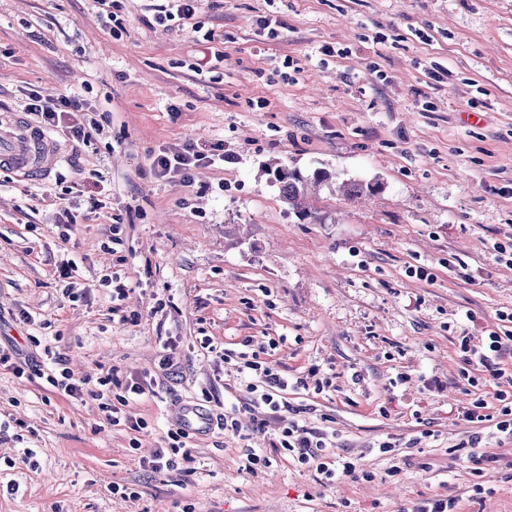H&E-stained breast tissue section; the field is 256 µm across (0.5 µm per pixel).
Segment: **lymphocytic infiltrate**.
I'll use <instances>...</instances> for the list:
<instances>
[{
	"mask_svg": "<svg viewBox=\"0 0 512 512\" xmlns=\"http://www.w3.org/2000/svg\"><path fill=\"white\" fill-rule=\"evenodd\" d=\"M82 102L75 97L61 96L53 101L43 100L39 95H32L26 105L28 114L37 116L42 127L50 130H63L66 135L78 140H88L91 136L83 124L75 123L63 125L65 115L82 111ZM213 155L198 150L195 144H186L176 153L162 152L153 159V171L156 176L164 177L172 173L190 177L192 170L201 162H213ZM251 338H243L240 342L239 352H232L221 348L212 338H204L200 346L207 350L215 359L233 364L237 375L246 384V390L251 398L246 405L247 410H262L270 416L289 411L290 406L285 398L288 387L314 388L315 392H322L329 387V380H315L308 382L306 377L288 381L274 365L267 359L261 358L259 351L252 347ZM512 346V327L502 332H491L487 342L481 347L471 346L469 340H462L460 349L463 360L476 369L488 372L490 377L499 380L504 376L502 369L496 365V360L503 350ZM64 359L52 356L49 373L46 381L54 395L68 401H78L89 397L97 400L105 413L110 425L120 426L138 432L147 426L143 418L135 416L131 407L146 396L154 395L153 380L120 381L114 374L99 377L96 383L74 380L67 369L63 367ZM190 429L184 423H176L166 434V445L157 449L151 458L142 460V467L155 471L175 468L177 459H189L191 456L189 446ZM275 447L281 448L293 460L301 465H315L317 472L327 482H336L345 478L362 476L363 470L358 462L344 457L327 462L323 459V451L327 446L323 434L300 425L298 421H289L284 426L274 442Z\"/></svg>",
	"mask_w": 512,
	"mask_h": 512,
	"instance_id": "lymphocytic-infiltrate-1",
	"label": "lymphocytic infiltrate"
}]
</instances>
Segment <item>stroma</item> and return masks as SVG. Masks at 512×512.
Wrapping results in <instances>:
<instances>
[{
  "mask_svg": "<svg viewBox=\"0 0 512 512\" xmlns=\"http://www.w3.org/2000/svg\"><path fill=\"white\" fill-rule=\"evenodd\" d=\"M163 2L0 0V102L19 113L31 94H70L97 126L61 140L40 179L0 168V347L41 368L52 349L78 378L146 374L157 391L133 405L148 423L134 436L93 399L51 395L38 370L0 368V512H410L438 495L512 512V439L487 435L473 463L479 426L457 417L501 407L488 373L462 377L460 342H486L512 312V269L492 249L512 240V0H199L168 28L152 22ZM189 142L236 160L188 184L155 177L154 156ZM273 161L329 174L308 198L325 223L289 209ZM347 180L374 192L348 200ZM66 206L81 216L64 242ZM70 258L77 302L54 275ZM115 274L131 289L117 312ZM163 336L180 340L171 373ZM207 336L228 349L280 336L282 374L330 377L287 400L371 479L325 484L272 448L277 421L244 411ZM189 404L239 408L240 433L193 435L190 460L143 470ZM383 441L395 459L376 454ZM251 450L269 467L243 469Z\"/></svg>",
  "mask_w": 512,
  "mask_h": 512,
  "instance_id": "stroma-1",
  "label": "stroma"
}]
</instances>
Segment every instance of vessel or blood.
Returning a JSON list of instances; mask_svg holds the SVG:
<instances>
[{
    "mask_svg": "<svg viewBox=\"0 0 512 512\" xmlns=\"http://www.w3.org/2000/svg\"><path fill=\"white\" fill-rule=\"evenodd\" d=\"M60 157L56 143L22 120L0 117V165L22 176L48 172Z\"/></svg>",
    "mask_w": 512,
    "mask_h": 512,
    "instance_id": "obj_1",
    "label": "vessel or blood"
}]
</instances>
